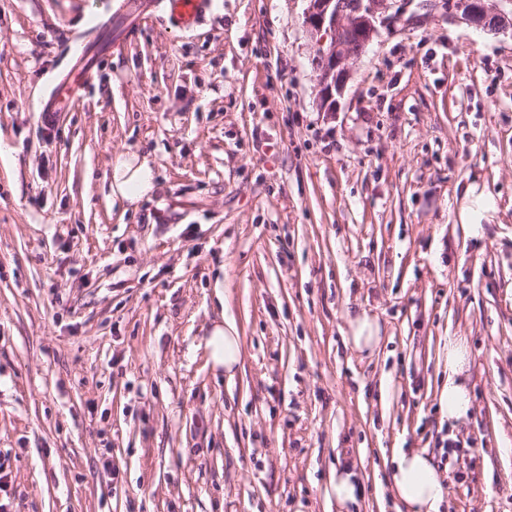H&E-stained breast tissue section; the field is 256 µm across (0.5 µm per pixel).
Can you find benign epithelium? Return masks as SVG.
Wrapping results in <instances>:
<instances>
[{"mask_svg":"<svg viewBox=\"0 0 512 512\" xmlns=\"http://www.w3.org/2000/svg\"><path fill=\"white\" fill-rule=\"evenodd\" d=\"M304 24L316 38L315 64L321 105L333 111L335 96L350 78V61L361 55L377 25L385 22L389 0H306ZM464 18L495 34L512 32V15L491 13L485 0H453Z\"/></svg>","mask_w":512,"mask_h":512,"instance_id":"1","label":"benign epithelium"}]
</instances>
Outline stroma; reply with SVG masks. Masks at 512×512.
Instances as JSON below:
<instances>
[{
  "label": "stroma",
  "instance_id": "stroma-1",
  "mask_svg": "<svg viewBox=\"0 0 512 512\" xmlns=\"http://www.w3.org/2000/svg\"><path fill=\"white\" fill-rule=\"evenodd\" d=\"M398 2L327 112L305 0H214L190 29L163 0H0V512H337L344 466L351 512H398L401 448L446 470L440 512H512V36ZM132 153L155 189L112 201ZM68 75H65L59 82L60 86L56 91H52L48 99L43 104L40 112H42V122L45 126H52L55 121L56 113L61 110L62 104L66 101L70 87L66 84ZM351 329L349 342L359 351H370L380 342L379 326L366 312L362 311L351 319ZM205 349L207 362L213 370H223L229 377L234 375L241 362L242 351L233 325L227 323L225 326L224 321L215 322L210 329ZM468 349L463 337L448 339V381L440 393V406L446 409L448 425L464 422L471 410L468 387ZM354 472L347 469H336V479L333 480V493L336 504L345 508L357 501V486Z\"/></svg>",
  "mask_w": 512,
  "mask_h": 512
}]
</instances>
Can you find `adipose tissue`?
Returning <instances> with one entry per match:
<instances>
[{"instance_id": "adipose-tissue-1", "label": "adipose tissue", "mask_w": 512, "mask_h": 512, "mask_svg": "<svg viewBox=\"0 0 512 512\" xmlns=\"http://www.w3.org/2000/svg\"><path fill=\"white\" fill-rule=\"evenodd\" d=\"M154 189L153 170L138 155L117 156L112 166V194L133 203ZM207 361L213 370L233 374L242 351L233 325L214 323L205 343ZM468 349L464 338L448 340V381L441 389L440 405L449 426L464 422L471 410L468 387ZM391 492L405 512H439L448 496L446 477L433 459L420 450L399 451L392 458Z\"/></svg>"}]
</instances>
